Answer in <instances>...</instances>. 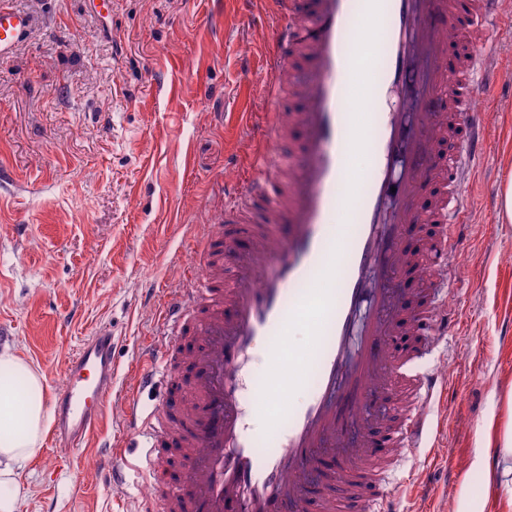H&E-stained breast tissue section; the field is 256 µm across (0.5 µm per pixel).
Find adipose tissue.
Returning <instances> with one entry per match:
<instances>
[{
  "instance_id": "adipose-tissue-1",
  "label": "adipose tissue",
  "mask_w": 512,
  "mask_h": 512,
  "mask_svg": "<svg viewBox=\"0 0 512 512\" xmlns=\"http://www.w3.org/2000/svg\"><path fill=\"white\" fill-rule=\"evenodd\" d=\"M496 425L484 423L481 448L475 449L468 467L484 474L482 499L459 495L455 512H484L493 504L495 512H512V482L507 481V465L512 462V427H505L495 454H488ZM44 429L42 377L20 358L0 354V512H20L27 496L16 478L15 467L31 457Z\"/></svg>"
}]
</instances>
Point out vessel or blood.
Masks as SVG:
<instances>
[{
	"label": "vessel or blood",
	"instance_id": "b4317fda",
	"mask_svg": "<svg viewBox=\"0 0 512 512\" xmlns=\"http://www.w3.org/2000/svg\"><path fill=\"white\" fill-rule=\"evenodd\" d=\"M265 2L272 50L261 72H243L262 101L259 149L246 176L225 185L223 212L198 227L202 277L159 295L156 331L121 396L120 439L103 455L116 480L132 470L133 447L151 451L152 492L136 512H381L393 455L424 447L428 408L447 391L410 366L462 321L442 260L468 223L463 188L488 140L486 115L471 103L499 75L487 65L486 33L468 30L466 18H498L500 0ZM30 28L1 4L0 57ZM358 91L370 106L365 126L349 110ZM287 92L299 111H280ZM293 127L300 151L278 153ZM360 143L369 166L359 177ZM428 224L423 251L409 252L407 240ZM405 270L419 272L421 292L394 289ZM304 321L322 344L317 386L294 406L288 391L302 381V356L284 343ZM187 340L195 351L184 376L176 354ZM261 354L277 364L262 379ZM63 372L50 441L80 453L112 402L111 326L68 355ZM160 375L184 396L143 415L138 396ZM272 393L281 413L260 414ZM381 401L392 414L367 435L364 416ZM355 429L364 435L349 441ZM166 447L182 458L174 482Z\"/></svg>",
	"mask_w": 512,
	"mask_h": 512
}]
</instances>
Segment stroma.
<instances>
[{
  "instance_id": "1",
  "label": "stroma",
  "mask_w": 512,
  "mask_h": 512,
  "mask_svg": "<svg viewBox=\"0 0 512 512\" xmlns=\"http://www.w3.org/2000/svg\"><path fill=\"white\" fill-rule=\"evenodd\" d=\"M5 2L33 25L0 58V353L36 369L48 400L66 356L111 326L117 396L155 330L146 288L181 287L194 265L188 225L224 208L225 162L249 134L243 115L262 109L242 68L265 56L271 20L258 5L240 24L237 0ZM497 26L490 52L503 80L476 101L494 120L465 190L473 225L448 297L463 322L447 356L422 365L451 390L430 408V456L402 458L390 474L411 482L394 512H452L462 489L481 497L483 475L467 468L479 429L512 420V223L500 216L512 177V0ZM16 473L29 490L21 512H132L149 491L135 471L113 488L96 448L78 456L45 439Z\"/></svg>"
}]
</instances>
